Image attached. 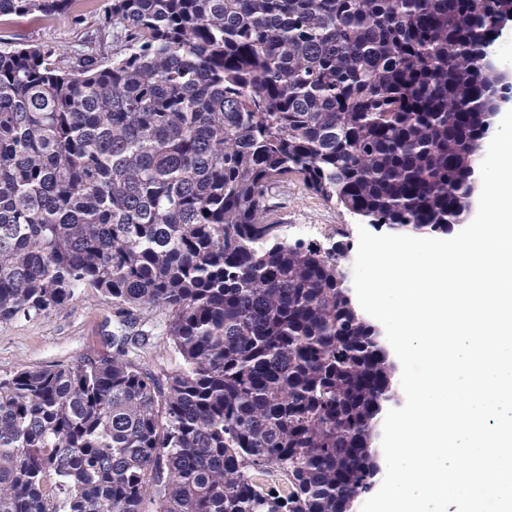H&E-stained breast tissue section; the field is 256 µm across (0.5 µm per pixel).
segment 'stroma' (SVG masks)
<instances>
[{
	"instance_id": "35a3bbf8",
	"label": "stroma",
	"mask_w": 512,
	"mask_h": 512,
	"mask_svg": "<svg viewBox=\"0 0 512 512\" xmlns=\"http://www.w3.org/2000/svg\"><path fill=\"white\" fill-rule=\"evenodd\" d=\"M111 0H93L83 16L64 14L43 19L39 13H17L0 23V45L18 47L42 44L74 48L94 29ZM271 221L282 225L315 224L313 241L330 246L337 238L358 243L357 217L340 205L324 200L309 190L301 179L289 177L274 198ZM167 316L152 313L149 325L154 335L137 360L159 377L181 370L183 360L166 329ZM112 305L89 291L76 292L63 308L34 319L0 321V376L28 368L71 364L85 356L112 353Z\"/></svg>"
}]
</instances>
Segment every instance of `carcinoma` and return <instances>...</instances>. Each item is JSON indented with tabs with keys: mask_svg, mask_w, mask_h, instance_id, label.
Wrapping results in <instances>:
<instances>
[{
	"mask_svg": "<svg viewBox=\"0 0 512 512\" xmlns=\"http://www.w3.org/2000/svg\"><path fill=\"white\" fill-rule=\"evenodd\" d=\"M507 15L112 0L78 49H0V320L79 289L115 308L112 355L0 377V512H352L394 366L341 285L348 243L285 240L272 194L294 175L376 229L450 232ZM156 311L184 361L163 381L135 361Z\"/></svg>",
	"mask_w": 512,
	"mask_h": 512,
	"instance_id": "1",
	"label": "carcinoma"
}]
</instances>
